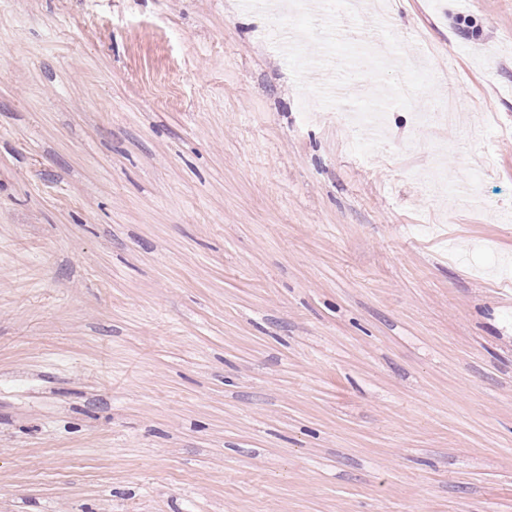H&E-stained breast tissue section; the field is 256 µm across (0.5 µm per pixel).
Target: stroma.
<instances>
[{
	"label": "stroma",
	"mask_w": 512,
	"mask_h": 512,
	"mask_svg": "<svg viewBox=\"0 0 512 512\" xmlns=\"http://www.w3.org/2000/svg\"><path fill=\"white\" fill-rule=\"evenodd\" d=\"M390 28L360 157L240 0H0V512H512V0Z\"/></svg>",
	"instance_id": "stroma-1"
}]
</instances>
